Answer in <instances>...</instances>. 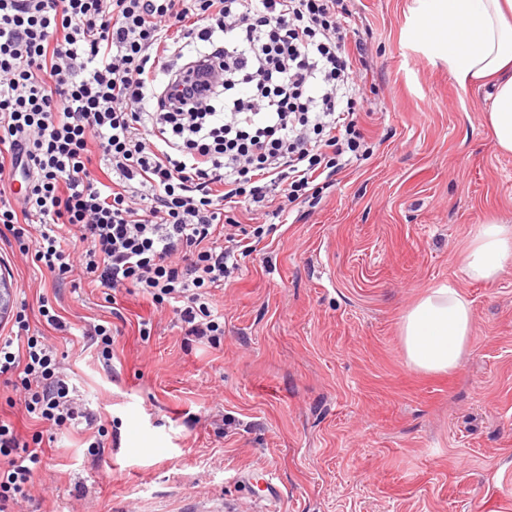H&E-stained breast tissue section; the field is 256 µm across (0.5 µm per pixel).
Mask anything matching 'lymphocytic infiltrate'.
I'll list each match as a JSON object with an SVG mask.
<instances>
[{"label":"lymphocytic infiltrate","mask_w":512,"mask_h":512,"mask_svg":"<svg viewBox=\"0 0 512 512\" xmlns=\"http://www.w3.org/2000/svg\"><path fill=\"white\" fill-rule=\"evenodd\" d=\"M349 16L346 0H0V240L56 283L138 288L186 335H223L225 211L287 223L368 149ZM15 323L28 338L0 339V376L27 416L94 424L26 306ZM43 455L0 419V512L29 501Z\"/></svg>","instance_id":"lymphocytic-infiltrate-1"}]
</instances>
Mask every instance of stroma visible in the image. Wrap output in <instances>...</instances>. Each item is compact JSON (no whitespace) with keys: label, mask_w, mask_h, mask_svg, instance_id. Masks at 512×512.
Segmentation results:
<instances>
[{"label":"stroma","mask_w":512,"mask_h":512,"mask_svg":"<svg viewBox=\"0 0 512 512\" xmlns=\"http://www.w3.org/2000/svg\"><path fill=\"white\" fill-rule=\"evenodd\" d=\"M411 5L350 0L370 150L239 256L218 344L142 290L55 285L0 242V278L105 430L95 449L93 431L54 433L39 512H512V262L491 283L460 264L478 224L512 222V154L492 86L461 94L416 48ZM444 283L471 340L457 369L419 372L401 321ZM44 297L75 327L111 321V366L45 324Z\"/></svg>","instance_id":"stroma-1"}]
</instances>
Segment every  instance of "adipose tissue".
Listing matches in <instances>:
<instances>
[{
    "instance_id": "ef3b65f1",
    "label": "adipose tissue",
    "mask_w": 512,
    "mask_h": 512,
    "mask_svg": "<svg viewBox=\"0 0 512 512\" xmlns=\"http://www.w3.org/2000/svg\"><path fill=\"white\" fill-rule=\"evenodd\" d=\"M411 33L443 59L460 91L495 85L488 122L499 151L512 153V0H416ZM512 262V225H478L462 256L465 276L492 282ZM473 311L450 285L430 288L403 317L401 337L409 365L445 373L469 346Z\"/></svg>"
}]
</instances>
